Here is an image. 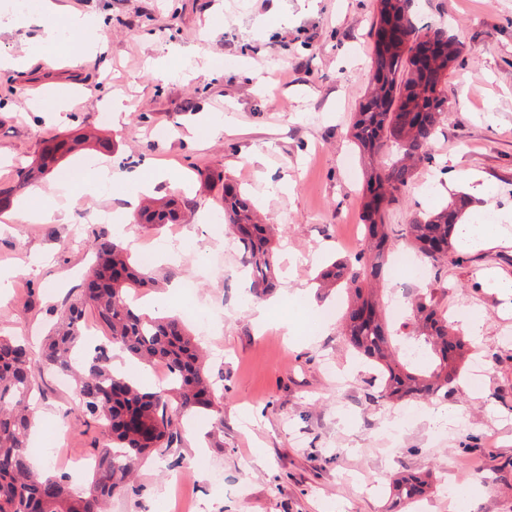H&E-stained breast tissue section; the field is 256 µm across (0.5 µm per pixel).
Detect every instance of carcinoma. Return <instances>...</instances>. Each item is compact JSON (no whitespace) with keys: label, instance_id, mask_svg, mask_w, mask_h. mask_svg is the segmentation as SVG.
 Here are the masks:
<instances>
[{"label":"carcinoma","instance_id":"obj_1","mask_svg":"<svg viewBox=\"0 0 512 512\" xmlns=\"http://www.w3.org/2000/svg\"><path fill=\"white\" fill-rule=\"evenodd\" d=\"M407 0H394L396 26L410 35L402 48L382 50L380 23H375L372 63L376 79L369 82L365 102L351 127L357 146L374 159L389 149L388 159L367 174L363 203L364 248L355 262H333L317 280L321 288L342 286L350 294L342 334L360 354L380 368L385 378L379 398L429 402L448 390L462 372L466 358L477 347L457 336L448 317L434 303L432 292H422L412 302L416 326L407 342L427 349L433 361L419 372L395 356L397 338L382 316L379 300L364 293V282L383 273L385 255L394 248L387 210L399 202L415 169L431 162V149L448 112L441 82L448 59L431 71L416 61L418 47L445 36L414 26L405 12ZM447 40V39H445ZM452 43V40H447ZM111 152L106 138L66 135L46 143L40 154L21 172L16 188L52 172L63 158L85 149ZM224 221L231 224L251 274L252 292L261 295L276 287L275 227L263 219L230 181L221 184ZM469 199L459 195L439 211H420L406 227L405 236L432 265L458 262L457 242ZM189 203L175 198H148L134 217L152 229L181 220ZM96 254L92 277L80 296L65 305L57 326L48 336L38 359L29 357L25 341L0 336V512H105L112 497L133 488L140 462L155 453L164 458L182 441V422L190 412L205 410L214 417L208 433L215 448L224 447L223 394L212 384L203 355L186 323L174 316L151 317L129 298V291L147 288L155 278L132 258L124 241L100 231L91 242ZM92 309L106 332L108 343L97 345L76 358L82 332L81 319ZM148 366L162 363L169 373L168 387L144 390L112 368L113 348ZM70 373L75 398L85 423L102 427L105 443L97 449L92 478L79 490L65 475H46L33 468L27 442L35 426L33 406L37 376L44 371ZM425 479L411 476L391 486L400 501H413L425 490Z\"/></svg>","mask_w":512,"mask_h":512}]
</instances>
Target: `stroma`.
Masks as SVG:
<instances>
[{"label": "stroma", "instance_id": "1", "mask_svg": "<svg viewBox=\"0 0 512 512\" xmlns=\"http://www.w3.org/2000/svg\"><path fill=\"white\" fill-rule=\"evenodd\" d=\"M54 2V28H65L73 10L97 18L106 51L79 68L84 39L68 35L53 51L40 45V27H0V57L27 59L23 70L0 71V189L15 190L0 214V270L12 275L0 333L49 332L92 268L88 243L101 230L92 213L122 206L157 165L166 178L155 196L181 195L196 208L175 228L132 225L134 244L156 252L159 281L133 297L147 313L184 317L195 335L209 306L224 310L206 343V369L224 394L223 447H209V418L200 415L171 451L179 466L142 464L135 490L114 497L109 512H512V298L483 284L490 270L512 281V0H409L416 25L444 29L460 56L442 83L449 114L434 159L417 168L389 217L395 245L408 248L403 229L416 212L463 192L462 172L487 185L466 219L502 217L509 239L429 267L413 283L446 314L484 319L476 342L485 373L472 377L465 363L468 390L438 397L454 408L452 425L424 414L395 432L389 421L403 404L373 399L374 370L350 350L338 321L319 319L328 308L344 312L345 290L315 283L323 265L352 260L360 245L367 158L350 127L370 79L376 0ZM158 57L167 61L162 77L150 66ZM118 94L124 109L104 123L100 114ZM218 121L227 133L214 134ZM158 128L169 129L166 140H155ZM84 132L112 139L115 151L67 157L38 186L17 189L21 167L46 141ZM98 165L111 166V191L93 180ZM77 166L85 177L72 222L17 220ZM219 175L279 226V286L262 298L224 255L229 225L209 221L220 209ZM261 305L270 312L263 327L254 321ZM38 383L42 423L28 440L31 460L84 486L90 469L72 465L92 459L100 434L54 373ZM410 474L429 478L428 493L393 504L389 482Z\"/></svg>", "mask_w": 512, "mask_h": 512}]
</instances>
